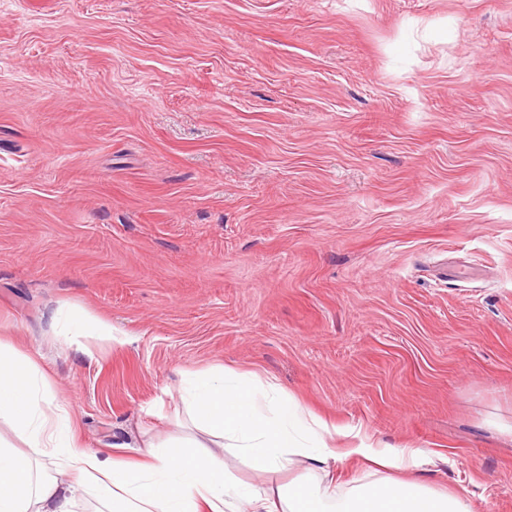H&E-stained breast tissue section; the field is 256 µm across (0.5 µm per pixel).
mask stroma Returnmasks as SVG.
<instances>
[{
  "label": "stroma",
  "instance_id": "1",
  "mask_svg": "<svg viewBox=\"0 0 512 512\" xmlns=\"http://www.w3.org/2000/svg\"><path fill=\"white\" fill-rule=\"evenodd\" d=\"M0 336L84 447L224 365L512 512V0H0Z\"/></svg>",
  "mask_w": 512,
  "mask_h": 512
}]
</instances>
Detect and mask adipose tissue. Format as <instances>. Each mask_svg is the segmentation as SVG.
Returning <instances> with one entry per match:
<instances>
[{"label": "adipose tissue", "mask_w": 512, "mask_h": 512, "mask_svg": "<svg viewBox=\"0 0 512 512\" xmlns=\"http://www.w3.org/2000/svg\"><path fill=\"white\" fill-rule=\"evenodd\" d=\"M181 399L193 426L169 453L153 442L140 457L121 460L81 445L69 410L39 362L0 339V419L26 452L0 438V512H73L92 495L95 512H471L460 498L436 492L416 473L420 448H377L352 434L330 443L328 424L258 375L224 366L187 373ZM233 452L263 474L307 464L293 484H247L224 464ZM366 460L408 472L405 480L361 483L340 497L333 462Z\"/></svg>", "instance_id": "obj_1"}]
</instances>
